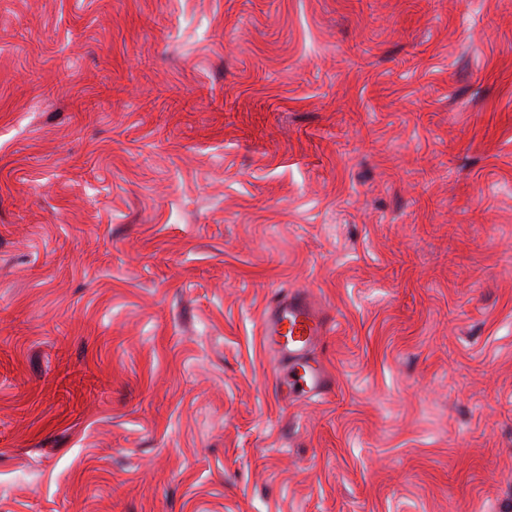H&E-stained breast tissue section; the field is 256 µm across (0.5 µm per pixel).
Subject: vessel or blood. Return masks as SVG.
Instances as JSON below:
<instances>
[{"instance_id":"1","label":"vessel or blood","mask_w":512,"mask_h":512,"mask_svg":"<svg viewBox=\"0 0 512 512\" xmlns=\"http://www.w3.org/2000/svg\"><path fill=\"white\" fill-rule=\"evenodd\" d=\"M332 325V317L305 295L275 294L261 319L260 336L275 361L277 396H322L333 388L336 379L331 371L311 361Z\"/></svg>"}]
</instances>
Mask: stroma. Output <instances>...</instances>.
Listing matches in <instances>:
<instances>
[{
	"instance_id": "1",
	"label": "stroma",
	"mask_w": 512,
	"mask_h": 512,
	"mask_svg": "<svg viewBox=\"0 0 512 512\" xmlns=\"http://www.w3.org/2000/svg\"><path fill=\"white\" fill-rule=\"evenodd\" d=\"M0 512H512V0H0ZM334 320L300 293H276L260 326L263 347L275 361L276 394L283 400L299 395L323 396L336 384L322 363L311 364V354L328 336Z\"/></svg>"
}]
</instances>
